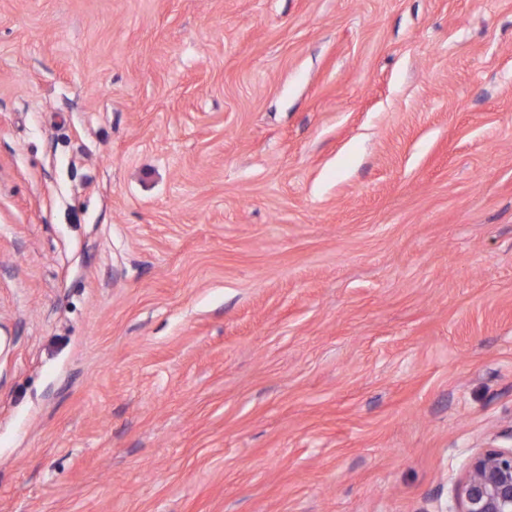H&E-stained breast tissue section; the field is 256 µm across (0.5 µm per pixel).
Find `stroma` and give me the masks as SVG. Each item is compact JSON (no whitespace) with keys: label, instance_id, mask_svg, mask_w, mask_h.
<instances>
[{"label":"stroma","instance_id":"stroma-1","mask_svg":"<svg viewBox=\"0 0 512 512\" xmlns=\"http://www.w3.org/2000/svg\"><path fill=\"white\" fill-rule=\"evenodd\" d=\"M512 445V0H0V512H456Z\"/></svg>","mask_w":512,"mask_h":512}]
</instances>
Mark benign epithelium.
<instances>
[{
    "label": "benign epithelium",
    "instance_id": "7a95c632",
    "mask_svg": "<svg viewBox=\"0 0 512 512\" xmlns=\"http://www.w3.org/2000/svg\"><path fill=\"white\" fill-rule=\"evenodd\" d=\"M457 512H512V448L473 454L456 486Z\"/></svg>",
    "mask_w": 512,
    "mask_h": 512
}]
</instances>
